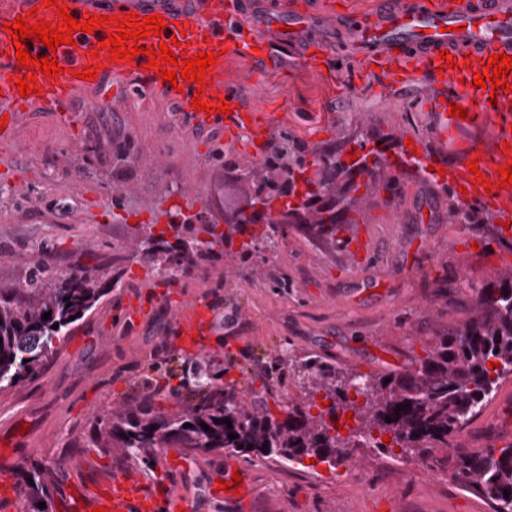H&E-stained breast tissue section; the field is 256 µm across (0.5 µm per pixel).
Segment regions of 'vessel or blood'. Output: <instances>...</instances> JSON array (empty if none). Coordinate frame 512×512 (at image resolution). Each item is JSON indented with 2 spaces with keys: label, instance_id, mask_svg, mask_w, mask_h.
Here are the masks:
<instances>
[{
  "label": "vessel or blood",
  "instance_id": "1",
  "mask_svg": "<svg viewBox=\"0 0 512 512\" xmlns=\"http://www.w3.org/2000/svg\"><path fill=\"white\" fill-rule=\"evenodd\" d=\"M68 7L75 19L102 15L139 17L161 15L166 27L161 37H148L158 46L172 37L184 36L187 54L212 51L217 59L205 87L184 81L174 90L162 81L157 70L147 68L148 58L140 54L134 60L109 61L103 42L105 30L74 32L72 42L60 45L56 52L62 70L50 77L43 72L29 74L20 68L13 37L5 29L8 22L27 16V8L0 12V101L6 109L5 128L0 138L15 140L28 106L35 103L57 104L68 101L81 89L91 88L82 73L95 65L98 76L131 78L147 90L168 93L186 127L194 133L236 134L248 131L258 140V152H265V142L275 123L267 113L246 112L237 92L240 77L234 62L243 60L267 70L295 60L318 68L319 64L350 61L355 70L348 82L350 90L359 89L366 76H377L383 91H407L420 82L429 103L426 124L429 143L418 144L416 154L424 165L439 166L446 174L440 183L447 187L456 203L449 212V223H458L462 213L478 210L493 214L499 223L512 222V186H501L500 168L512 164V92L491 95L489 90L472 88L474 70L482 61L497 53L512 56V0H376L373 6L353 11L349 25L336 29L331 42L312 39L308 31L313 22L333 21V0H308L297 5L293 0H232L217 7L212 0H99L97 6L82 0H56L55 5L40 6L37 18L59 25L58 7ZM448 51L452 69L440 70L439 54ZM34 77L36 93L21 96L18 80ZM208 105L225 101L232 114H206L195 110L193 96ZM466 108V117L449 116L450 105ZM477 160L478 173H470L467 164ZM153 303L131 296L115 302L111 320L115 327L136 330L154 304L164 305L167 336L187 355L211 350L218 334L217 309L209 297L183 296L179 304L167 302L170 282L147 281ZM20 423L0 428V497L11 498L15 492L14 467L21 448L27 444ZM78 479L69 481L59 498L61 512H91L101 507L105 512H177L188 495L223 498L229 512L254 496V480L243 472L238 493L217 489L216 484L198 485L190 477L191 463L179 462V473L172 484H149L141 473L130 470L103 475L88 464L75 466Z\"/></svg>",
  "mask_w": 512,
  "mask_h": 512
}]
</instances>
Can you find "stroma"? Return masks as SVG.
Instances as JSON below:
<instances>
[{
  "label": "stroma",
  "instance_id": "stroma-1",
  "mask_svg": "<svg viewBox=\"0 0 512 512\" xmlns=\"http://www.w3.org/2000/svg\"><path fill=\"white\" fill-rule=\"evenodd\" d=\"M349 76L346 67L314 71L288 61L242 82L240 94L246 106L280 114V131L307 147L345 151L362 141L391 152L406 188L401 211H390L379 196L363 199L335 245L292 230L245 271L228 253L184 274L133 258L143 236L137 214L151 213L156 229H165L189 192L201 218L220 221L243 206L253 186L239 171L259 166L245 151L193 134L164 93L135 90L116 76L59 106L28 107L16 141H0V288L24 282L39 262L59 273L98 265L116 249L128 260L119 288L70 328L45 371L0 393V425L24 413L35 427L18 471L50 467L58 494L72 460L102 472L135 470L152 482L168 477L163 456L147 466L86 445L97 419L120 406L147 396L156 409L177 414L192 401L183 383L192 360L166 343L163 311L134 334L106 320L113 301L142 292L145 279L180 283L213 297L223 311H238L234 329L217 340L224 355L206 362L238 402L280 419L288 403L304 397L282 377L285 353L317 355L358 374L402 370L425 357L435 336L470 316L472 285L512 271V250L500 245L497 222L469 221L454 230L441 221L452 204L448 190L404 154L400 139L404 132L425 137L423 110L382 93L371 78L346 91ZM218 147L227 148L233 167L213 159ZM420 203L434 206L435 217L415 221ZM363 230L376 240L365 271L384 286L353 300L349 244ZM274 275L287 276L290 288L270 287ZM353 461L355 474L328 481L316 467L243 458L257 485L245 512H490L445 473L420 469L408 476L398 459L369 448Z\"/></svg>",
  "mask_w": 512,
  "mask_h": 512
}]
</instances>
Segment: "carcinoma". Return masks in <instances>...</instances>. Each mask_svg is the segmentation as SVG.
I'll list each match as a JSON object with an SVG mask.
<instances>
[{"instance_id":"carcinoma-1","label":"carcinoma","mask_w":512,"mask_h":512,"mask_svg":"<svg viewBox=\"0 0 512 512\" xmlns=\"http://www.w3.org/2000/svg\"><path fill=\"white\" fill-rule=\"evenodd\" d=\"M307 153L305 145L283 137L263 158L261 173H241L244 179L257 180L251 205H260L261 211L224 214L227 231L218 230L216 223L198 226L187 217L168 225L169 239L147 227L139 262L155 270L189 272L201 260L220 259L222 253L215 248L232 245V234L244 233L248 224L263 228L250 233L236 251L243 266L250 264L259 246L275 245L288 224H297L319 239H336L341 225L348 223L342 213L362 201L349 196L355 176L376 181L380 161L370 166L364 156L348 165L333 152H317L312 160L316 173L309 177ZM202 232L209 239L199 240ZM117 284L81 268L61 276L38 265L25 286L0 288V393L39 376L54 355L55 340L101 305ZM473 292V315L438 336L425 357L400 373L362 375L319 356L293 357L288 371L304 388L305 398L289 406L280 420L243 406L233 392L218 387L209 368L196 365L188 371V383L201 395L197 403L173 415L154 410L148 398L124 406L98 420L87 447L116 448L144 461L156 448H225L285 464L306 457L334 464L342 459L343 448L354 452L373 448L392 455L397 445L408 457L429 459L446 469L452 480L487 502L492 512H512V444L477 451L454 445L499 384L512 375V272ZM48 311L51 317L42 319ZM494 361L498 366L488 368L487 363ZM352 384L359 385L354 399L349 395ZM326 400L330 406L319 407ZM350 412L353 419L348 422ZM387 417L393 422H386ZM225 418L232 427L222 423ZM186 423L191 427H184ZM203 423L210 430H204ZM230 433L235 438H228ZM388 434L389 443L379 439ZM442 449L450 453L438 455ZM19 484L28 512H47L38 504L52 499L49 472L42 467L29 470L19 476Z\"/></svg>"}]
</instances>
